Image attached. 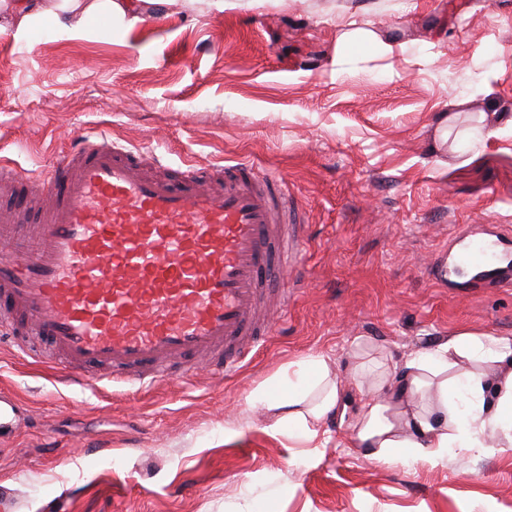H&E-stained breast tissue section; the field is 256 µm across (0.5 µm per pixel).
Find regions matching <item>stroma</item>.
<instances>
[{
	"mask_svg": "<svg viewBox=\"0 0 512 512\" xmlns=\"http://www.w3.org/2000/svg\"><path fill=\"white\" fill-rule=\"evenodd\" d=\"M238 2L0 32V166L47 170L108 126L168 175L279 173L310 226L286 329L224 379L79 389L0 347V396L26 408L0 423V512H512V448L381 462L335 416L310 442L253 404L289 365L345 368L358 339L401 363L462 331L512 337L511 286L425 273L460 225L512 226V130L476 122L512 106V0ZM352 19L397 52L342 47ZM440 112L471 138L434 149Z\"/></svg>",
	"mask_w": 512,
	"mask_h": 512,
	"instance_id": "35a3bbf8",
	"label": "stroma"
}]
</instances>
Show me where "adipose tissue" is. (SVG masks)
<instances>
[{
  "label": "adipose tissue",
  "instance_id": "1",
  "mask_svg": "<svg viewBox=\"0 0 512 512\" xmlns=\"http://www.w3.org/2000/svg\"><path fill=\"white\" fill-rule=\"evenodd\" d=\"M226 7V0H0L19 36L46 16L79 32L103 16L132 26L146 14ZM264 405L277 411V424L300 425L309 439L335 414L353 444L376 460L402 448L434 461L452 444L485 447L489 433L511 448L512 338L461 332L400 365L356 352L336 375L318 359L282 376L280 393Z\"/></svg>",
  "mask_w": 512,
  "mask_h": 512
}]
</instances>
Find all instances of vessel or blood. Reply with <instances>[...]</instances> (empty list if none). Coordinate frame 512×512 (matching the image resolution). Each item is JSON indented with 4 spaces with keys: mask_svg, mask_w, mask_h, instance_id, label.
<instances>
[{
    "mask_svg": "<svg viewBox=\"0 0 512 512\" xmlns=\"http://www.w3.org/2000/svg\"><path fill=\"white\" fill-rule=\"evenodd\" d=\"M148 174L140 152L86 132L10 206L0 207V344L26 353L33 328L67 382L150 387L182 365L240 370L277 319L266 299L302 290L308 226L288 185L247 162ZM461 260L512 285V255L472 238Z\"/></svg>",
    "mask_w": 512,
    "mask_h": 512,
    "instance_id": "b4317fda",
    "label": "vessel or blood"
}]
</instances>
